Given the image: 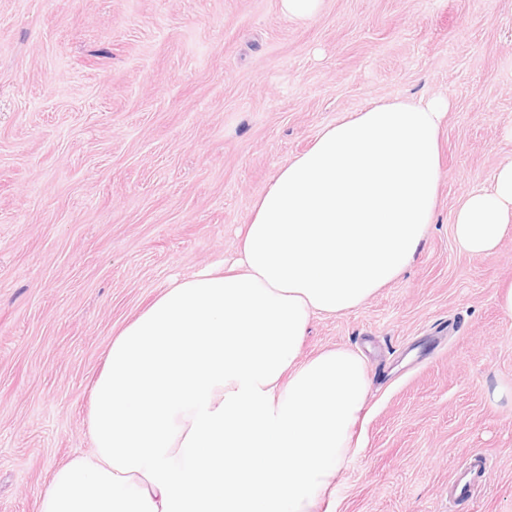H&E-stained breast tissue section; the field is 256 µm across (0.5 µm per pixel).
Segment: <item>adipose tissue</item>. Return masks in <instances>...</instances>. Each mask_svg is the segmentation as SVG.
<instances>
[{"instance_id":"adipose-tissue-1","label":"adipose tissue","mask_w":512,"mask_h":512,"mask_svg":"<svg viewBox=\"0 0 512 512\" xmlns=\"http://www.w3.org/2000/svg\"><path fill=\"white\" fill-rule=\"evenodd\" d=\"M446 100H394L330 123L254 203L236 258L174 281L112 340L91 389V452L38 512H325L365 415L353 350L298 351L419 254L440 186ZM512 229V162L467 194L458 244Z\"/></svg>"}]
</instances>
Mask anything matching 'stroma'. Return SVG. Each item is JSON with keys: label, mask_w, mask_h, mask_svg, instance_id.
<instances>
[{"label": "stroma", "mask_w": 512, "mask_h": 512, "mask_svg": "<svg viewBox=\"0 0 512 512\" xmlns=\"http://www.w3.org/2000/svg\"><path fill=\"white\" fill-rule=\"evenodd\" d=\"M448 99L436 216L407 273L312 320L371 379L329 512H512V233L473 256L465 194L512 161V0H0V512L90 452L91 387L170 284L231 258L322 128ZM487 459L473 497L448 482ZM323 0H279L280 11L294 20H307L315 16Z\"/></svg>", "instance_id": "1"}]
</instances>
